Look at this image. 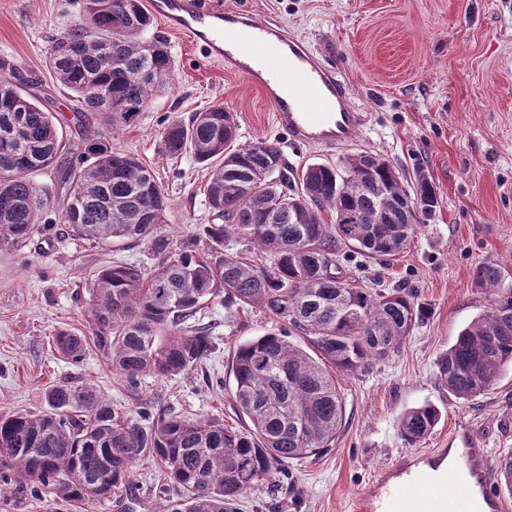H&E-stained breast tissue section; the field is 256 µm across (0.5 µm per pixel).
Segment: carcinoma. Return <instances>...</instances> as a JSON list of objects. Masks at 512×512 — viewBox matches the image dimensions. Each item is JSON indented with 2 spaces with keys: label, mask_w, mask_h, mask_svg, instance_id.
I'll list each match as a JSON object with an SVG mask.
<instances>
[{
  "label": "carcinoma",
  "mask_w": 512,
  "mask_h": 512,
  "mask_svg": "<svg viewBox=\"0 0 512 512\" xmlns=\"http://www.w3.org/2000/svg\"><path fill=\"white\" fill-rule=\"evenodd\" d=\"M152 26L142 0H82L79 20L49 56L56 81L79 105L78 126L91 114L114 128L133 122L141 105L170 87L174 60L165 40L145 37ZM107 41L117 53L110 64L101 53ZM56 121L1 64L0 248L30 239L56 210L74 236L144 242L161 259L152 272L117 262L94 276L95 346L128 390L137 391L146 375L180 376L212 353L216 326L196 321L211 298L224 297L231 316L258 308L276 322L233 356L232 398L246 426L190 421L172 411L147 425L94 385L66 381L45 391V411L0 416V481H27L64 501L120 504L133 469L151 457L165 477L159 498L170 486L185 493L157 512H236L258 483L333 447L345 411L336 374L392 358L420 320L410 289L353 285L341 261L352 246L374 260L400 253L434 218L438 194L425 176L411 185L369 151L337 166L293 169L273 143L237 144L236 114L218 105L187 124L173 120L161 133L167 153L188 150L209 170L205 194L216 220L200 228L205 247L176 250L159 230L169 202L152 171L101 140L58 164ZM50 168L51 189L35 181ZM241 240L270 262L258 265L225 248ZM475 277L495 295L491 307L436 364L438 382L462 402L490 390L512 367V288L501 291L505 274L493 263L480 265ZM53 343L70 363L83 362L85 337L59 330ZM441 419L433 404L415 407L402 414L400 432L420 443ZM498 469L512 495V451Z\"/></svg>",
  "instance_id": "carcinoma-1"
}]
</instances>
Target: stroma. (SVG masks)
Segmentation results:
<instances>
[{"mask_svg":"<svg viewBox=\"0 0 512 512\" xmlns=\"http://www.w3.org/2000/svg\"><path fill=\"white\" fill-rule=\"evenodd\" d=\"M226 9L272 19L305 42L348 84L366 116L359 140L333 149L292 146L261 92L244 78L205 63L187 36L155 20L150 33L167 40L173 84L132 124L112 129L102 119L78 128L76 101L56 82L49 50L79 18L80 0H0V61L15 68L25 93L60 120L63 160L75 159L83 136L136 154L169 201L161 226L174 247L195 242L211 223L204 189L208 172L192 154L172 156L160 133L172 120L221 104L235 112L238 142H271L289 164L341 163L365 150L382 155L407 179L425 175L440 206L401 253L377 261L345 252L342 269L365 288L406 287L427 313L399 353L354 374L339 375L345 416L326 454L286 466L240 502V512H351L352 499L376 474L415 449L444 447L456 429L485 448L490 464L512 451V368L465 404L437 381L439 356L460 329L491 304L474 272L492 262L512 273V0H210ZM156 269L146 244L101 246L71 235L60 223L0 250V415L44 410L45 390L76 378L93 384L125 411L173 409L190 419L216 418L240 427L230 395L237 345L273 324L265 311L225 319L221 299L201 311L219 322L214 353L197 369L172 379L143 377L127 390L103 354L88 347L79 365L53 348L65 329L92 336L90 291L95 272L112 262ZM425 403L443 417L421 444L409 443L399 419ZM162 482L149 459L133 470L134 512H154ZM0 512H117L111 503L64 501L30 484H0Z\"/></svg>","mask_w":512,"mask_h":512,"instance_id":"stroma-1","label":"stroma"}]
</instances>
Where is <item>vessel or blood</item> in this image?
Listing matches in <instances>:
<instances>
[{
	"label": "vessel or blood",
	"instance_id": "b4317fda",
	"mask_svg": "<svg viewBox=\"0 0 512 512\" xmlns=\"http://www.w3.org/2000/svg\"><path fill=\"white\" fill-rule=\"evenodd\" d=\"M151 9L206 59L259 89L291 144L335 147L359 139L365 117L352 106L346 82L278 24L204 0H151ZM492 485L485 449L462 432L447 447L406 455L381 470L351 512H512Z\"/></svg>",
	"mask_w": 512,
	"mask_h": 512
}]
</instances>
